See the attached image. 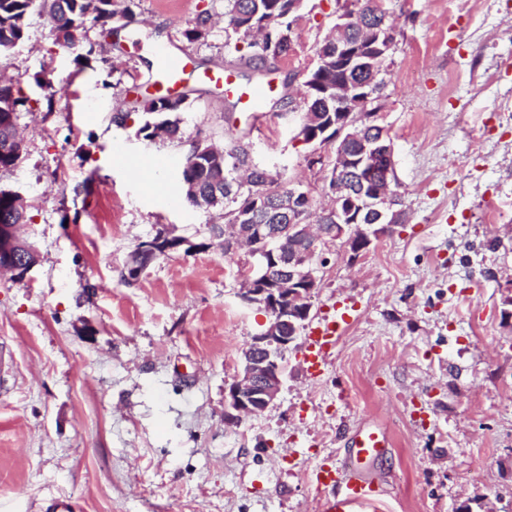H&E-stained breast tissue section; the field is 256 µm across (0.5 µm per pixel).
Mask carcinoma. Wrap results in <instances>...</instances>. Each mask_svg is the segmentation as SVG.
<instances>
[{
    "label": "carcinoma",
    "instance_id": "1",
    "mask_svg": "<svg viewBox=\"0 0 512 512\" xmlns=\"http://www.w3.org/2000/svg\"><path fill=\"white\" fill-rule=\"evenodd\" d=\"M356 9L351 15V36L365 41L377 26L376 0H355ZM291 0H224V47L247 53L238 56L241 68L256 71L271 58H286L291 55L289 42L292 31L288 21ZM134 0H128L124 9L119 10L113 0H0V55L7 54L27 35L28 19L37 11L51 19L56 32V42L75 53L73 62L84 66V62L100 59L96 44L82 40L87 17L98 23L101 31L110 34L115 31L113 22L120 14L129 20L133 17ZM210 13L205 10L182 31L183 38L190 44L202 45L209 34ZM386 61L377 63V71H351L348 79L354 83L366 84L376 93L383 92ZM307 111L325 121L336 118L338 105L333 95H317L306 89ZM188 96L174 101L163 95L144 96L129 102V109L113 116L119 126L126 124L133 112L150 115L136 130V135L145 141H174L182 138L179 112ZM28 98L21 87V79L0 81V169L15 166L21 159L23 148L16 138L14 122L21 112L27 110ZM265 168L259 166L251 155L242 151L234 154L211 149V145L197 141L185 157L181 170L185 198L195 208H224L227 224L241 223L244 214H251L257 224H286L288 215L275 210L276 196L290 191L289 181L263 179ZM27 213L17 203L16 194L0 189V223L24 224Z\"/></svg>",
    "mask_w": 512,
    "mask_h": 512
}]
</instances>
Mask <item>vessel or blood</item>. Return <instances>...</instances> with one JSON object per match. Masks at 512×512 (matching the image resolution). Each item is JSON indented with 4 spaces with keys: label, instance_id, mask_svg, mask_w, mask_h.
Segmentation results:
<instances>
[{
    "label": "vessel or blood",
    "instance_id": "b4317fda",
    "mask_svg": "<svg viewBox=\"0 0 512 512\" xmlns=\"http://www.w3.org/2000/svg\"><path fill=\"white\" fill-rule=\"evenodd\" d=\"M189 66L188 55L159 50L157 84L160 89L175 91ZM212 80L223 84L225 94L235 97L248 112L260 111L262 103L277 89L270 80L239 84L229 72L213 74ZM352 314V307L336 302L310 327L304 364L312 377L323 375L327 359L351 323ZM390 451V436L383 426L370 421L357 426L341 459L318 464L308 472V480L319 494V512H379L388 488L384 481L372 476L371 470Z\"/></svg>",
    "mask_w": 512,
    "mask_h": 512
}]
</instances>
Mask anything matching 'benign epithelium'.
<instances>
[{
	"label": "benign epithelium",
	"mask_w": 512,
	"mask_h": 512,
	"mask_svg": "<svg viewBox=\"0 0 512 512\" xmlns=\"http://www.w3.org/2000/svg\"><path fill=\"white\" fill-rule=\"evenodd\" d=\"M353 10V0H337V19L340 23L333 27L336 50L329 56L317 59V64L328 71L339 74L364 66L373 69L377 60L394 49L396 41L392 39L385 43L376 40L374 54L352 43L342 20ZM358 89L359 86L348 80L336 83V100L347 105V113L336 122V134L328 139L329 155H324L321 148L315 145L318 139L316 135L308 139L312 150L307 155V164L311 168L318 167L325 172L330 167H336V188L329 191L331 206L336 208V226L331 228L330 235L342 242L352 260L367 251L372 239L381 235V230L374 224L347 223L348 215L341 208L342 200L347 197L343 182L345 174L356 171L361 179L374 180L373 198L366 200L365 205L376 213L377 221L384 226L394 223L390 213L395 207V196L390 192V187L396 179L392 144L370 141L364 144L362 152L356 154L351 151V141L356 132L374 125L380 126L383 119L381 99L374 100L372 92L362 94ZM315 228L314 224H288L278 234V238L288 239L286 254L278 250L259 249L257 244H251L260 265L265 267L269 263H277L282 265V271L275 279L267 276L261 278L252 272L241 283V299L248 304L260 305L267 314V320L263 330L251 338L236 375L225 388L226 424L239 425L245 418L263 413L281 391L287 369L285 353L296 343L309 319L310 294L317 287L314 268L317 247L309 246L307 242L313 238L321 242L324 237L317 235ZM264 229L263 224H237L234 234L225 237V246L232 251L247 239L255 240L254 231ZM163 242L168 249L176 250L188 240L167 231L159 239L146 241L131 252L125 267L133 275L141 276L143 268L137 264V260L156 251V246ZM20 253L18 225L0 224V258H4L8 270L18 276L36 265L26 256L18 258Z\"/></svg>",
	"instance_id": "1"
}]
</instances>
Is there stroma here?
<instances>
[{"mask_svg":"<svg viewBox=\"0 0 512 512\" xmlns=\"http://www.w3.org/2000/svg\"><path fill=\"white\" fill-rule=\"evenodd\" d=\"M398 47L386 77L384 125L393 141L404 224L357 261L341 242L318 248L312 316L348 302L356 318L325 375L286 354L276 401L240 426L224 422V389L266 319L239 297L246 250L224 253L208 228L220 212L174 203L192 143L246 138L260 166L277 169L327 206L308 145L295 139L303 88L260 120L229 111L223 86L222 0H140L119 32L121 72L77 68L47 16L0 57L32 107L18 127L23 158L0 169L20 194V228L39 261L0 274V512H317L306 478L343 455L364 421L385 427L392 452L389 512H512V0H388ZM209 10L206 44L181 36ZM336 22V0H306L293 55L272 61L277 80L311 66ZM191 56L181 90L184 135L150 143L131 115L116 126L128 87L155 94L145 66L156 48ZM52 79V102L34 73ZM169 157L164 189L116 164ZM171 228L191 249L120 277L141 242Z\"/></svg>","mask_w":512,"mask_h":512,"instance_id":"1","label":"stroma"}]
</instances>
